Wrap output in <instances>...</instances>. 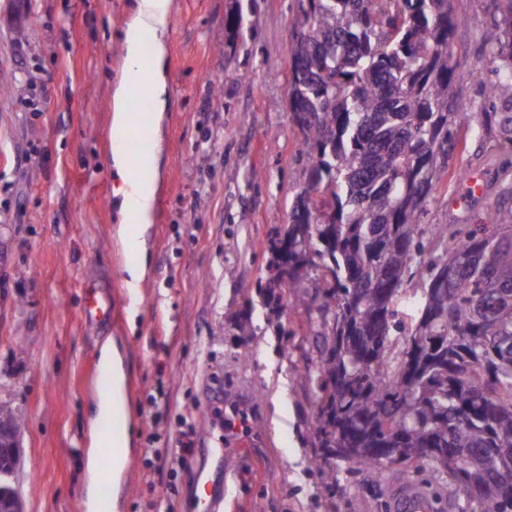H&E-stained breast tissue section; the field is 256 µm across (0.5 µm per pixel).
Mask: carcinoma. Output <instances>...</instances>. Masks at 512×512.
<instances>
[{
	"instance_id": "cac0c4a2",
	"label": "carcinoma",
	"mask_w": 512,
	"mask_h": 512,
	"mask_svg": "<svg viewBox=\"0 0 512 512\" xmlns=\"http://www.w3.org/2000/svg\"><path fill=\"white\" fill-rule=\"evenodd\" d=\"M289 48L291 119L310 146L306 186L272 244L262 306L285 298L317 326L301 377L316 376L313 467L374 479L401 455L423 467L458 512H512V194L484 224L434 228V177H465L460 131L479 123L512 151V0H492L482 45L491 61L478 112L464 107L450 47L453 0H296ZM422 280L406 323L400 288ZM20 418L0 406V479L18 455ZM475 486L479 495L470 496ZM0 512H23L0 485Z\"/></svg>"
}]
</instances>
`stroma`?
<instances>
[{
	"label": "stroma",
	"mask_w": 512,
	"mask_h": 512,
	"mask_svg": "<svg viewBox=\"0 0 512 512\" xmlns=\"http://www.w3.org/2000/svg\"><path fill=\"white\" fill-rule=\"evenodd\" d=\"M134 0H0V404L22 418L9 479L24 512H88L84 468L95 450L89 385L105 342L117 346L129 414V462L113 474L110 512H198L207 468L220 512H393L401 480L369 481L341 465L327 495L309 468L315 394L298 381L305 311L266 314L257 284L271 241L306 183L288 80L296 0H173L167 105L149 270L127 285L112 175V91ZM466 22L451 51L467 106L483 105L471 72L487 70L485 0H455ZM243 14V28L232 20ZM28 41L17 42L16 28ZM466 180L434 181L428 223L476 224L497 199L499 150L463 134ZM112 287V325L87 327V283ZM252 319L255 332L236 325ZM247 419L228 431L226 417ZM189 445L185 465H162ZM225 456H218V449Z\"/></svg>",
	"instance_id": "obj_1"
}]
</instances>
